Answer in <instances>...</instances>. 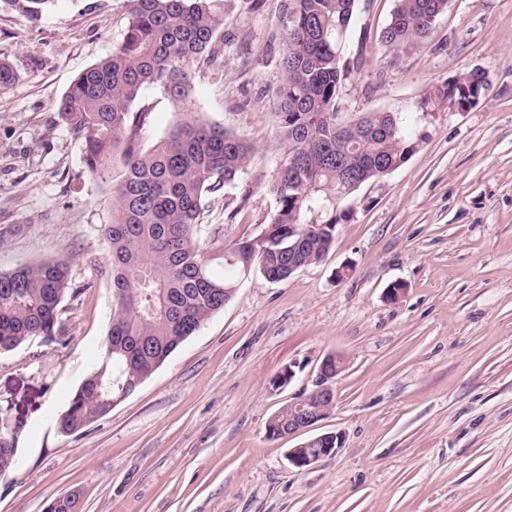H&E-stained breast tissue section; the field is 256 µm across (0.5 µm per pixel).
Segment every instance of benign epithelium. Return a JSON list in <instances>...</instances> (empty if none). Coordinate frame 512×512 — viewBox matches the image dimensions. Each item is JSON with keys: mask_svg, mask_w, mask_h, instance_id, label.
<instances>
[{"mask_svg": "<svg viewBox=\"0 0 512 512\" xmlns=\"http://www.w3.org/2000/svg\"><path fill=\"white\" fill-rule=\"evenodd\" d=\"M346 369L345 358L339 354L326 355L318 366L314 388L286 403L288 407V433L291 437L310 430L333 409L336 401L335 383ZM276 438L284 435L268 431ZM343 445L338 432L322 433L311 437L288 451V460L293 466L303 469L337 453Z\"/></svg>", "mask_w": 512, "mask_h": 512, "instance_id": "7a95c632", "label": "benign epithelium"}]
</instances>
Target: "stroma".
<instances>
[{
	"mask_svg": "<svg viewBox=\"0 0 512 512\" xmlns=\"http://www.w3.org/2000/svg\"><path fill=\"white\" fill-rule=\"evenodd\" d=\"M282 4L225 0L234 39L192 71L191 111L256 147L238 186L203 201L227 245L261 235L276 206ZM395 6L356 0L340 104L400 118L408 160L355 193L324 259L280 282L239 279L161 368L65 435L57 419L110 325L112 201L56 105L120 43L127 0H50L35 20L0 0V59L18 73L0 89V270L62 260L80 290L62 304V342L0 353L18 460L0 512L70 493L82 512H512V0H448L427 39L391 48L380 35ZM475 68L488 91L450 108L449 82ZM396 282L405 292L387 301ZM329 353L347 368L315 430L343 446L301 470L288 451L304 435L266 427Z\"/></svg>",
	"mask_w": 512,
	"mask_h": 512,
	"instance_id": "1",
	"label": "stroma"
}]
</instances>
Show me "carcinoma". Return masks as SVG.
Here are the masks:
<instances>
[{
  "instance_id": "obj_1",
  "label": "carcinoma",
  "mask_w": 512,
  "mask_h": 512,
  "mask_svg": "<svg viewBox=\"0 0 512 512\" xmlns=\"http://www.w3.org/2000/svg\"><path fill=\"white\" fill-rule=\"evenodd\" d=\"M37 18L51 0H10ZM127 25L112 55L81 72L57 111L83 144L88 172L112 198L104 226L112 257V316L102 363L59 417V431L83 432L127 395L213 314L238 279L277 282L288 266L320 261L350 220L356 182L378 180L408 159L412 143L393 116L368 112L343 123L339 89L350 69L343 51L356 0H284L283 78L277 90L279 136L288 150L277 172L276 208L264 232L226 247L202 238V200L233 185L254 145L190 112L147 146L154 88L182 108L191 102V67L209 61L231 36L224 0H128ZM448 0H397L383 44L424 39ZM485 73L455 81V97L484 94ZM69 267L58 260L0 271V352L64 335L61 304L74 297ZM16 428L0 424V475L16 464Z\"/></svg>"
}]
</instances>
